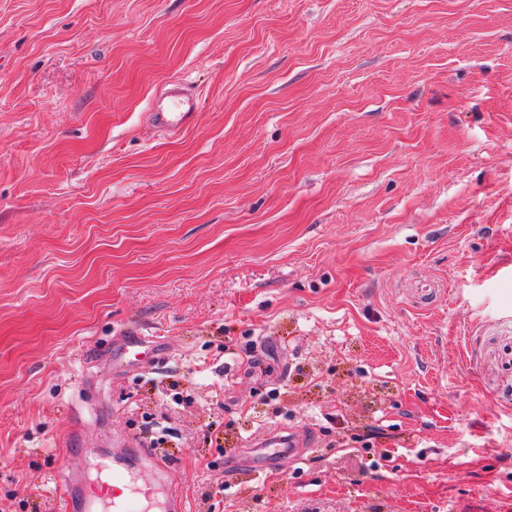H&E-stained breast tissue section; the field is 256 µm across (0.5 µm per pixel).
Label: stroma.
Here are the masks:
<instances>
[{
	"mask_svg": "<svg viewBox=\"0 0 512 512\" xmlns=\"http://www.w3.org/2000/svg\"><path fill=\"white\" fill-rule=\"evenodd\" d=\"M155 421L190 512H512V0H0V512ZM199 100L183 82L167 84L151 107L149 119L152 126L162 132L178 133L195 121ZM123 336L121 345V355L127 361V364L135 367H151L155 363L156 353L154 348L145 340V336H140L135 330L126 332ZM309 444L304 429L292 431L288 436L270 435L260 442L251 444L253 447H274V448H248L249 464L255 470H264L278 465L284 459H295Z\"/></svg>",
	"mask_w": 512,
	"mask_h": 512,
	"instance_id": "35a3bbf8",
	"label": "stroma"
}]
</instances>
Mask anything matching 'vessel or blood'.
Listing matches in <instances>:
<instances>
[{
  "mask_svg": "<svg viewBox=\"0 0 512 512\" xmlns=\"http://www.w3.org/2000/svg\"><path fill=\"white\" fill-rule=\"evenodd\" d=\"M199 101L184 83L167 84L151 107L149 119L159 131L177 133L193 124ZM121 355L128 365L153 366L156 353L140 334L124 337ZM308 439L305 430L271 435L251 449L249 465L263 470L298 457ZM61 512H187L183 478L174 462L127 436L112 437V458L89 457L82 469L63 479Z\"/></svg>",
  "mask_w": 512,
  "mask_h": 512,
  "instance_id": "obj_1",
  "label": "vessel or blood"
}]
</instances>
